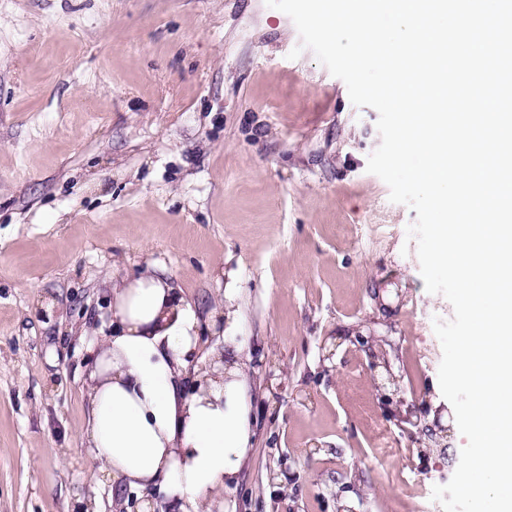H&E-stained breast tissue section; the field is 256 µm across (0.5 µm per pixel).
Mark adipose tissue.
Segmentation results:
<instances>
[{
    "label": "adipose tissue",
    "instance_id": "obj_1",
    "mask_svg": "<svg viewBox=\"0 0 512 512\" xmlns=\"http://www.w3.org/2000/svg\"><path fill=\"white\" fill-rule=\"evenodd\" d=\"M112 329L90 340L88 417L79 431L112 504L141 493L142 512H212L238 475L252 437L241 356L203 336L233 308L200 321L164 274L113 280Z\"/></svg>",
    "mask_w": 512,
    "mask_h": 512
}]
</instances>
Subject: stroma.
<instances>
[{"label": "stroma", "instance_id": "1", "mask_svg": "<svg viewBox=\"0 0 512 512\" xmlns=\"http://www.w3.org/2000/svg\"><path fill=\"white\" fill-rule=\"evenodd\" d=\"M299 43L265 0H0V512H112L79 336L152 268L237 312L254 436L223 512H435L453 308L366 170L377 112Z\"/></svg>", "mask_w": 512, "mask_h": 512}]
</instances>
